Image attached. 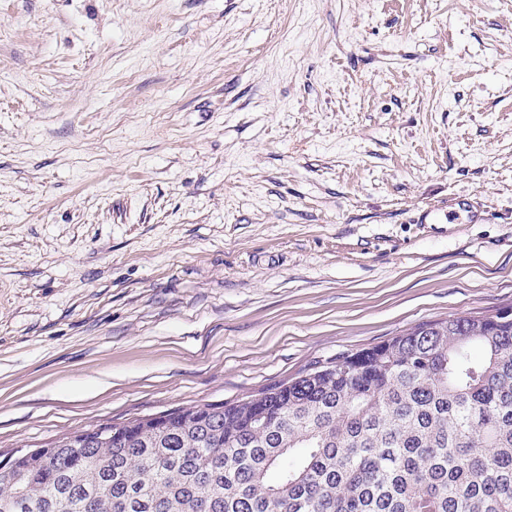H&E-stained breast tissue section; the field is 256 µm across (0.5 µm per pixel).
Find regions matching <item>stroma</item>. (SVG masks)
<instances>
[{
	"mask_svg": "<svg viewBox=\"0 0 512 512\" xmlns=\"http://www.w3.org/2000/svg\"><path fill=\"white\" fill-rule=\"evenodd\" d=\"M507 308L512 0H0V452Z\"/></svg>",
	"mask_w": 512,
	"mask_h": 512,
	"instance_id": "35a3bbf8",
	"label": "stroma"
}]
</instances>
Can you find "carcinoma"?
<instances>
[{
    "instance_id": "obj_1",
    "label": "carcinoma",
    "mask_w": 512,
    "mask_h": 512,
    "mask_svg": "<svg viewBox=\"0 0 512 512\" xmlns=\"http://www.w3.org/2000/svg\"><path fill=\"white\" fill-rule=\"evenodd\" d=\"M5 457L0 512H512V313Z\"/></svg>"
}]
</instances>
